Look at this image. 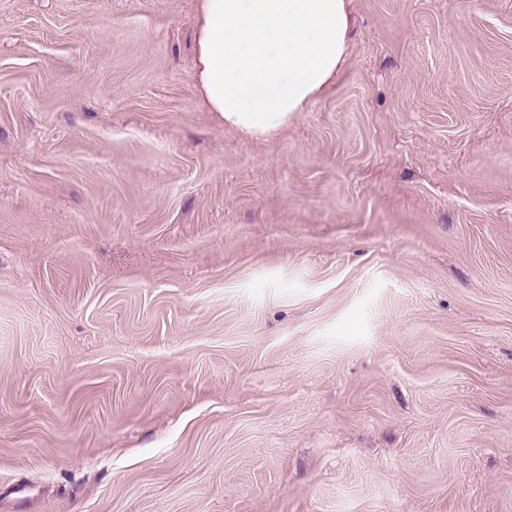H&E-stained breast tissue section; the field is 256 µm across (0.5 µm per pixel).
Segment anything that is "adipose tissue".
Segmentation results:
<instances>
[{"label":"adipose tissue","mask_w":512,"mask_h":512,"mask_svg":"<svg viewBox=\"0 0 512 512\" xmlns=\"http://www.w3.org/2000/svg\"><path fill=\"white\" fill-rule=\"evenodd\" d=\"M350 37L348 0H197L199 102L245 137L279 132L335 82Z\"/></svg>","instance_id":"1"}]
</instances>
